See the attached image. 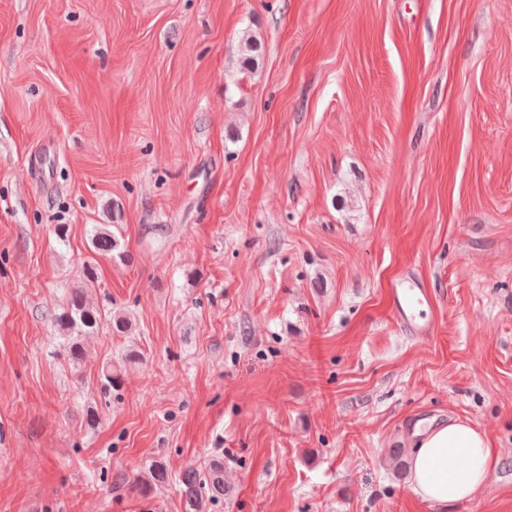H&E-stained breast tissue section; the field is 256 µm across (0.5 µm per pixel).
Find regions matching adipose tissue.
I'll return each instance as SVG.
<instances>
[{
	"label": "adipose tissue",
	"instance_id": "obj_1",
	"mask_svg": "<svg viewBox=\"0 0 512 512\" xmlns=\"http://www.w3.org/2000/svg\"><path fill=\"white\" fill-rule=\"evenodd\" d=\"M410 443L413 490L435 504L472 497L494 464L486 434L460 419L415 428ZM460 456L466 457L467 464L458 470L452 462Z\"/></svg>",
	"mask_w": 512,
	"mask_h": 512
}]
</instances>
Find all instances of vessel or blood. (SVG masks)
Masks as SVG:
<instances>
[{
	"label": "vessel or blood",
	"mask_w": 512,
	"mask_h": 512,
	"mask_svg": "<svg viewBox=\"0 0 512 512\" xmlns=\"http://www.w3.org/2000/svg\"><path fill=\"white\" fill-rule=\"evenodd\" d=\"M390 299L392 313L398 324L415 338L432 337L436 323L430 315L431 292L417 276L407 273L397 279L390 290Z\"/></svg>",
	"instance_id": "b4317fda"
}]
</instances>
